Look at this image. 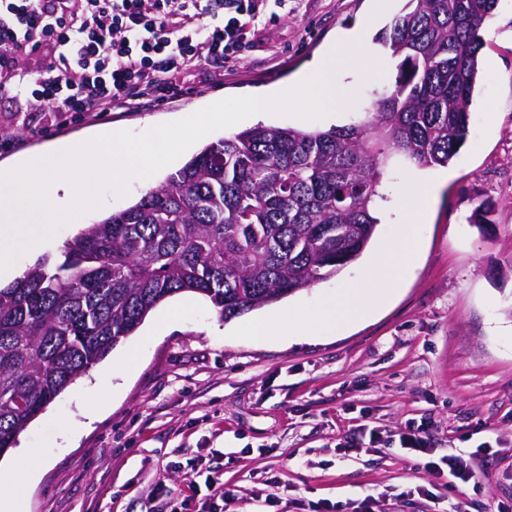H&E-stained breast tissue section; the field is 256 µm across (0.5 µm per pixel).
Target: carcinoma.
I'll list each match as a JSON object with an SVG mask.
<instances>
[{
  "mask_svg": "<svg viewBox=\"0 0 512 512\" xmlns=\"http://www.w3.org/2000/svg\"><path fill=\"white\" fill-rule=\"evenodd\" d=\"M498 2L407 0L374 37L397 76L363 120L211 142L67 241L62 262L44 255L0 287V456L167 298L201 294L227 321L358 260L388 161L446 167L466 141Z\"/></svg>",
  "mask_w": 512,
  "mask_h": 512,
  "instance_id": "1",
  "label": "carcinoma"
}]
</instances>
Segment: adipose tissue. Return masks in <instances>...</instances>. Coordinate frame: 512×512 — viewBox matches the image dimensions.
I'll list each match as a JSON object with an SVG mask.
<instances>
[{
    "label": "adipose tissue",
    "mask_w": 512,
    "mask_h": 512,
    "mask_svg": "<svg viewBox=\"0 0 512 512\" xmlns=\"http://www.w3.org/2000/svg\"><path fill=\"white\" fill-rule=\"evenodd\" d=\"M439 186V181L434 180L412 191L402 210L399 235L381 246L358 280L344 283L316 304L287 310L280 318L255 320L247 329L248 336L266 340L302 334L321 339L369 318L397 292L410 270L420 247L416 226Z\"/></svg>",
    "instance_id": "ef3b65f1"
}]
</instances>
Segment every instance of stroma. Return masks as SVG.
<instances>
[{
  "mask_svg": "<svg viewBox=\"0 0 512 512\" xmlns=\"http://www.w3.org/2000/svg\"><path fill=\"white\" fill-rule=\"evenodd\" d=\"M374 0H268L276 24L256 29L255 46L233 67L203 66L182 75L183 95L161 104L116 108L80 121L46 113L30 133L29 113L0 98V167L56 142H81L105 128L139 133L179 120L219 100L292 85L330 45L373 11ZM499 22L484 31L482 80L467 142L418 226L422 250L399 291L367 321L323 340L246 336L260 315L312 304L355 280L379 246L396 237L395 220L411 187L435 177L401 158L390 160L388 197L363 258L294 296L221 319L211 303L183 293L159 304L183 305L164 335L147 316L87 375L59 395L0 456V494L7 480L44 461L26 489L25 512H170L166 490L186 491L219 470L227 512H307L327 499L349 512H494L512 502V0H500ZM358 99L339 118L266 113L260 124L326 129L362 117L395 83L388 60L373 78L353 65ZM483 208L488 221L476 223ZM137 353L133 372L123 359ZM115 391L100 403L104 371ZM409 422L426 423L433 459L491 447L477 457L479 486L449 487L391 440ZM381 433L370 444L360 427ZM352 451H344L346 441ZM424 486L432 497L398 498Z\"/></svg>",
  "mask_w": 512,
  "mask_h": 512,
  "instance_id": "35a3bbf8",
  "label": "stroma"
}]
</instances>
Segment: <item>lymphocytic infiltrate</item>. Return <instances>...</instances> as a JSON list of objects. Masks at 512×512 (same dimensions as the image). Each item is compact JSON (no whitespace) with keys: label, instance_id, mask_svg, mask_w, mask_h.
Here are the masks:
<instances>
[{"label":"lymphocytic infiltrate","instance_id":"lymphocytic-infiltrate-1","mask_svg":"<svg viewBox=\"0 0 512 512\" xmlns=\"http://www.w3.org/2000/svg\"><path fill=\"white\" fill-rule=\"evenodd\" d=\"M266 0H0V87L16 98L86 118L182 94L181 73L237 62ZM36 59L28 79L16 61ZM402 449L431 472L478 482L465 455L431 459L421 424L398 434Z\"/></svg>","mask_w":512,"mask_h":512}]
</instances>
